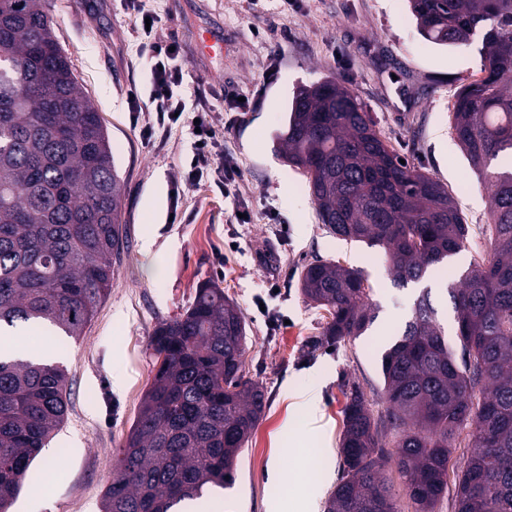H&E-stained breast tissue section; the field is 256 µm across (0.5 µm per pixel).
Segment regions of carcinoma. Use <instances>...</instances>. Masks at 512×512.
Listing matches in <instances>:
<instances>
[{"mask_svg":"<svg viewBox=\"0 0 512 512\" xmlns=\"http://www.w3.org/2000/svg\"><path fill=\"white\" fill-rule=\"evenodd\" d=\"M408 2L435 45L471 44L482 33L484 76L458 91L450 128L471 169L487 177L490 253L447 289L455 346L426 288L381 356L394 455L379 451L363 393H346L343 475L327 512H401L389 469L405 479L415 512H435L465 428L457 512H512V0ZM282 146L306 173L326 230L383 249L395 285L423 281L465 248L469 225L448 189L400 163L348 87L326 79L299 88ZM124 187L45 0H0V337L20 324L82 335L126 242ZM300 285L329 315L328 344L362 335L376 318L364 275L339 261L305 265ZM247 342L241 310L211 281L156 327V373L103 512H175L232 479L267 408L246 372ZM67 389L62 367L0 355V512H10L63 423Z\"/></svg>","mask_w":512,"mask_h":512,"instance_id":"1","label":"carcinoma"}]
</instances>
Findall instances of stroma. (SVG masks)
Instances as JSON below:
<instances>
[{
  "label": "stroma",
  "instance_id": "stroma-1",
  "mask_svg": "<svg viewBox=\"0 0 512 512\" xmlns=\"http://www.w3.org/2000/svg\"><path fill=\"white\" fill-rule=\"evenodd\" d=\"M156 36H175L187 92L205 88L243 97L242 108L207 99L223 133L218 148L243 173L251 221L238 223L233 198L213 180L186 183L188 128L146 133L155 117L137 104L151 90L147 42L120 0H49L56 38L100 112L125 181L127 244L114 263L109 296L78 340L19 326L31 358L54 349L68 374L61 430L33 462L12 512H101L130 428L156 372L150 340L160 322L193 302L198 286L224 288L247 322L246 369L268 400L239 458L232 485L194 501L195 512H325L339 481L345 392L359 387L374 414L381 354L430 289L438 317L455 333L447 288L489 253L487 189L450 130L454 96L481 76L469 46L439 49L417 31L407 0H145ZM333 79L350 88L409 165L443 183L470 226L465 249L427 279L394 284L381 248L346 242L319 222L301 169L283 156L289 103L298 86ZM153 237L151 254L142 242ZM334 259L361 270L378 316L363 336L317 349L323 312L304 298V263ZM315 394V416L296 412ZM316 440L302 461L293 437ZM282 481H270L272 463Z\"/></svg>",
  "mask_w": 512,
  "mask_h": 512
}]
</instances>
